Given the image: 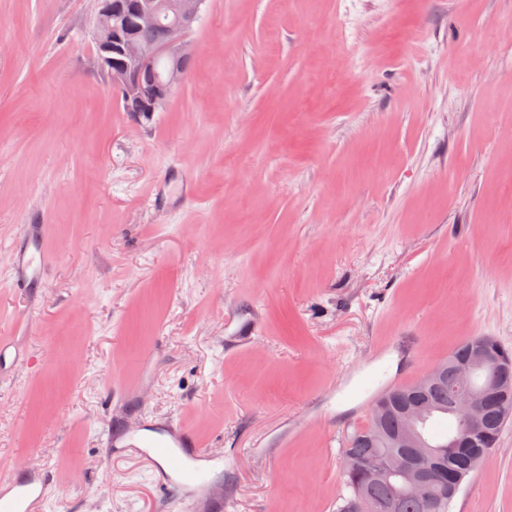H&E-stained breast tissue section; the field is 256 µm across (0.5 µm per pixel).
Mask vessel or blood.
<instances>
[{"instance_id":"b4317fda","label":"vessel or blood","mask_w":512,"mask_h":512,"mask_svg":"<svg viewBox=\"0 0 512 512\" xmlns=\"http://www.w3.org/2000/svg\"><path fill=\"white\" fill-rule=\"evenodd\" d=\"M45 235L42 225L27 224L11 247V276L14 287L28 292L41 278L45 263ZM26 353L16 348L13 337L0 336V371L28 362ZM126 448L152 467L162 470L166 489L176 496L204 489L206 486L203 463L209 455L202 444L181 424L168 422L143 432L130 430ZM45 478L34 471L24 482H13L11 491L0 490V512H41L44 505Z\"/></svg>"}]
</instances>
